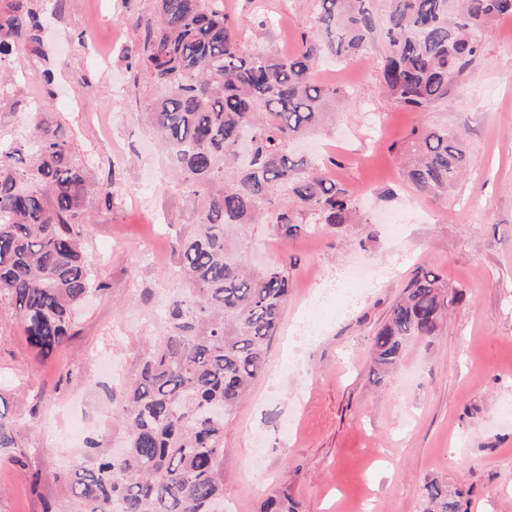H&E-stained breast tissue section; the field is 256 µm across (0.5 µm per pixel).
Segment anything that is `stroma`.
<instances>
[{
  "mask_svg": "<svg viewBox=\"0 0 512 512\" xmlns=\"http://www.w3.org/2000/svg\"><path fill=\"white\" fill-rule=\"evenodd\" d=\"M241 24L245 51L290 53L313 0H217ZM41 53L18 49L0 128L18 115L61 119L89 179L85 254L105 287L50 356L28 344L0 302V401L19 425L21 462L0 460V512H41L64 494L56 476L86 437L118 443L116 414L182 277L180 239L200 204L177 187L146 116L157 90L137 63L156 0H37ZM484 53L448 96L409 112L383 91L389 49L374 34L359 56L326 60L321 83L351 95L297 153L326 164L358 196L353 224L315 225L285 241L266 224L228 227L257 267L287 265L290 295L263 376L224 428V512H258L287 489L300 512H426L425 481L463 494L467 512H512V17L481 36ZM52 70V83L43 73ZM417 126L466 129L470 170L437 200L405 182L400 147ZM437 268L465 295L439 336L411 342L382 382L371 338L408 282Z\"/></svg>",
  "mask_w": 512,
  "mask_h": 512,
  "instance_id": "obj_1",
  "label": "stroma"
}]
</instances>
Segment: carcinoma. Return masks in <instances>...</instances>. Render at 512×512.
<instances>
[{
    "mask_svg": "<svg viewBox=\"0 0 512 512\" xmlns=\"http://www.w3.org/2000/svg\"><path fill=\"white\" fill-rule=\"evenodd\" d=\"M140 66L159 85L147 116L168 146L180 185L200 201L198 229L177 252L185 287L172 295L161 333L117 415L123 453L85 440L57 474L63 499L42 512H214L224 502V425L266 367L288 300L283 263L261 270L224 243L229 224H270L284 239L314 224H352L358 198L291 143L318 131L344 90L316 79L320 59L349 60L376 30L390 54L385 93L422 111L448 96L452 78L480 58V33L512 16V0H314L313 25L292 54L240 48L239 25L215 0H157ZM35 0H0V67L20 46L41 52ZM403 173L421 194L448 196L469 165L462 131L416 127L402 148ZM112 197V180L91 182L58 120L40 121L24 142L0 136V299L20 317L44 357L70 336L78 309L102 290L84 254L82 200ZM464 295L429 269L372 336L371 372L396 368L408 342L439 334ZM17 422L0 411V454L17 447ZM428 512H467L460 494L423 485ZM260 512H298L286 490Z\"/></svg>",
    "mask_w": 512,
    "mask_h": 512,
    "instance_id": "obj_1",
    "label": "carcinoma"
}]
</instances>
